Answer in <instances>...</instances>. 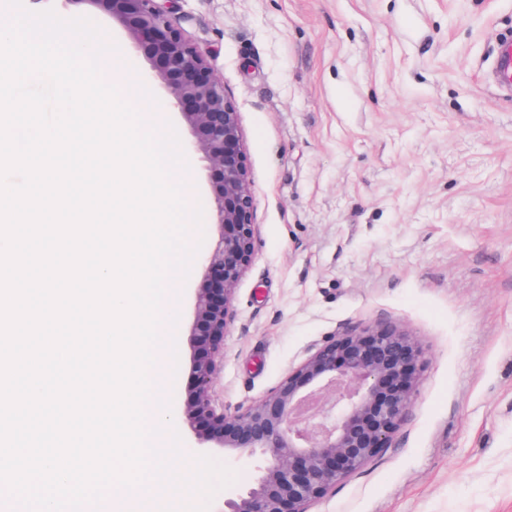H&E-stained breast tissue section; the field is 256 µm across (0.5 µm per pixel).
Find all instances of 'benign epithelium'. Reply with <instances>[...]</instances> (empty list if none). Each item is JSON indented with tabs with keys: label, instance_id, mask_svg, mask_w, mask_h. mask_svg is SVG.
I'll return each instance as SVG.
<instances>
[{
	"label": "benign epithelium",
	"instance_id": "obj_1",
	"mask_svg": "<svg viewBox=\"0 0 512 512\" xmlns=\"http://www.w3.org/2000/svg\"><path fill=\"white\" fill-rule=\"evenodd\" d=\"M135 44L164 71L171 107L196 135L217 200L220 234L203 261L196 296L200 352L186 417L200 445L230 461H256L252 481L224 492V512H309L337 484L391 446L413 405L419 343L384 322L347 331L318 346L247 408L224 412L213 383L236 286L253 258L254 200L235 103L200 51L173 21L177 0H102Z\"/></svg>",
	"mask_w": 512,
	"mask_h": 512
}]
</instances>
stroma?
Masks as SVG:
<instances>
[{"label": "stroma", "mask_w": 512, "mask_h": 512, "mask_svg": "<svg viewBox=\"0 0 512 512\" xmlns=\"http://www.w3.org/2000/svg\"><path fill=\"white\" fill-rule=\"evenodd\" d=\"M55 12L111 27L84 0ZM174 20L237 107L254 197L218 402L246 408L324 341L400 325L423 351L414 403L391 447L310 512H512V91L485 79L512 0H179ZM111 29L131 71L155 70ZM163 116L210 248L202 155ZM202 283L193 262L165 388L188 458Z\"/></svg>", "instance_id": "stroma-1"}]
</instances>
